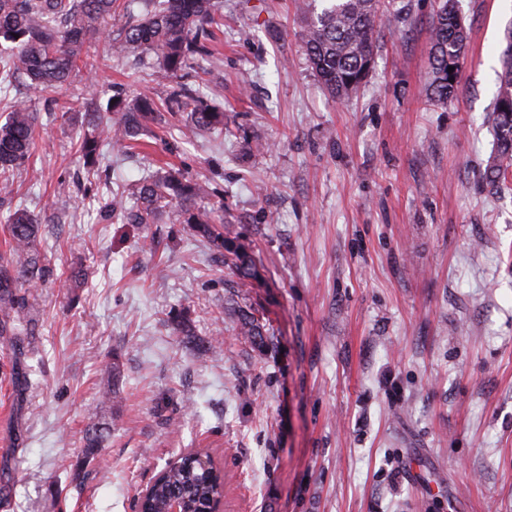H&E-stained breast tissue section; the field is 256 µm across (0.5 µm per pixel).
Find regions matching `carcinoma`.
<instances>
[{
  "instance_id": "1",
  "label": "carcinoma",
  "mask_w": 512,
  "mask_h": 512,
  "mask_svg": "<svg viewBox=\"0 0 512 512\" xmlns=\"http://www.w3.org/2000/svg\"><path fill=\"white\" fill-rule=\"evenodd\" d=\"M223 0H0V92L3 98L18 85L33 88L47 110L69 115L82 112L92 131L81 136L80 160L94 168L103 146L113 142L131 146L143 122L156 110L155 101L134 95L129 87L111 86V95L93 82L99 62L89 60L87 48L112 38V17L122 8L127 20L121 34L122 50L130 56H153L152 75L166 82L165 101L170 112H186L202 132L224 135V109L205 98L189 83L199 61L214 56L213 28L220 24ZM388 21L398 26L410 18L408 0H391ZM380 0H305L303 51L323 89L343 101L364 86L373 69L374 49L380 37ZM429 81L427 95L446 103L458 90L461 68L469 45V30L458 14L456 0H439L430 20ZM495 105L489 122L494 153L483 179L497 187L512 174V53L503 52ZM454 70H449V67ZM108 99H103V96ZM34 112L27 101L10 105L0 123V188L12 186L13 176L34 154ZM216 195L208 185L176 170L160 172L131 187L110 192L101 205L104 220L124 224H153L173 209L180 223L191 226L213 254L239 279L257 275L253 260L224 238V202L212 208L202 198ZM10 241L0 253V336L30 332L26 293L45 284L50 269L41 252L40 226L21 206L10 211ZM176 330L199 352H219L221 344L195 337L185 315L173 319ZM238 335L260 346H270V329L250 310H238ZM109 423L93 422L85 432L83 461L74 477L85 476L84 466L101 455ZM224 473L199 450L173 457L141 502L142 512H167L174 497L186 503V512H207L221 495Z\"/></svg>"
}]
</instances>
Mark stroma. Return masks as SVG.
Returning a JSON list of instances; mask_svg holds the SVG:
<instances>
[{"label":"stroma","mask_w":512,"mask_h":512,"mask_svg":"<svg viewBox=\"0 0 512 512\" xmlns=\"http://www.w3.org/2000/svg\"><path fill=\"white\" fill-rule=\"evenodd\" d=\"M433 8L412 0L339 104L304 55L300 0H224L200 90L232 139L155 121L138 154L106 148L102 176L76 153L86 119L23 90L36 149L12 194L56 276L28 296L34 335L0 337V512H135L188 448L223 466L224 512H512V188L480 178L512 0H458L470 46L444 106L425 96ZM103 53L101 86L164 97L147 61ZM169 168L223 190L224 236L258 270L243 288L174 212L101 221L106 178ZM232 294L272 347L237 336ZM180 312L223 354L192 351ZM115 355L122 399L105 404ZM93 421L112 425L105 461L76 481Z\"/></svg>","instance_id":"35a3bbf8"}]
</instances>
